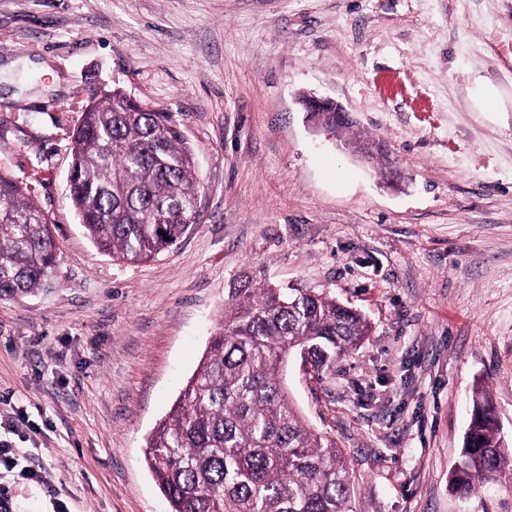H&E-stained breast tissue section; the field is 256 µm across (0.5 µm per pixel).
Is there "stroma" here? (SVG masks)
Wrapping results in <instances>:
<instances>
[{
  "label": "stroma",
  "instance_id": "stroma-1",
  "mask_svg": "<svg viewBox=\"0 0 512 512\" xmlns=\"http://www.w3.org/2000/svg\"><path fill=\"white\" fill-rule=\"evenodd\" d=\"M115 87L175 115L200 183L143 263L101 253L68 198L73 131ZM304 94L383 141L397 185L313 131ZM0 170L57 245L43 290L0 302L12 512H169L146 438L248 283L370 324L329 370L283 372L345 454L350 512H512L511 485L450 486L476 385L512 446V0H0Z\"/></svg>",
  "mask_w": 512,
  "mask_h": 512
}]
</instances>
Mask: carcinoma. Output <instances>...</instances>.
I'll return each mask as SVG.
<instances>
[{
	"label": "carcinoma",
	"instance_id": "1",
	"mask_svg": "<svg viewBox=\"0 0 512 512\" xmlns=\"http://www.w3.org/2000/svg\"><path fill=\"white\" fill-rule=\"evenodd\" d=\"M73 142L69 199L101 251L144 262L186 234L197 178L172 113L135 105L115 88L86 108ZM55 262L48 215L0 171V301L35 293ZM368 331L361 313L329 296L271 286L234 292L199 369L146 440L145 460L171 512H348L342 451L305 424L281 371L300 345L322 371ZM507 474L512 448L477 389L453 488L467 496Z\"/></svg>",
	"mask_w": 512,
	"mask_h": 512
}]
</instances>
